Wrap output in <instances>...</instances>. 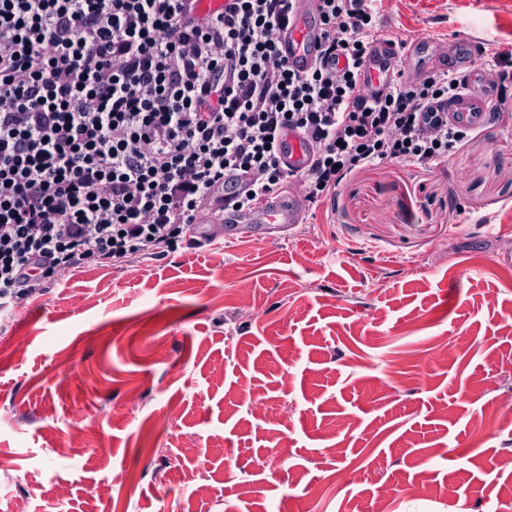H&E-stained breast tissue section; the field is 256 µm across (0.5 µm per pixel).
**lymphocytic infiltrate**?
Listing matches in <instances>:
<instances>
[{"label": "lymphocytic infiltrate", "mask_w": 512, "mask_h": 512, "mask_svg": "<svg viewBox=\"0 0 512 512\" xmlns=\"http://www.w3.org/2000/svg\"><path fill=\"white\" fill-rule=\"evenodd\" d=\"M375 2L321 0L323 59L299 75L277 48L295 0H0V301L173 250L232 178L247 208L288 185L320 201L369 165L446 163L466 134L422 108L459 77L364 98ZM288 127L313 147L301 172L277 152Z\"/></svg>", "instance_id": "1"}]
</instances>
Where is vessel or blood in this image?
Returning a JSON list of instances; mask_svg holds the SVG:
<instances>
[{"mask_svg":"<svg viewBox=\"0 0 512 512\" xmlns=\"http://www.w3.org/2000/svg\"><path fill=\"white\" fill-rule=\"evenodd\" d=\"M323 31L319 0H297L288 24L278 34V49L295 72L307 71L320 59ZM482 53L480 43L470 39H452L441 43L429 37L417 38L401 46L385 38L377 39L362 66V91L368 100L384 97L396 75L409 82L435 72H451L464 78L466 87L456 96L428 104L427 109L450 127L475 131L494 118L497 90L484 80L475 60ZM278 147L289 169L306 168L312 157L302 134L293 128L282 130ZM305 204L300 194L273 195L255 210L234 207L232 198L223 205L207 207V221L213 224L212 239H240L255 242L280 238L288 226L302 223Z\"/></svg>","mask_w":512,"mask_h":512,"instance_id":"obj_1","label":"vessel or blood"}]
</instances>
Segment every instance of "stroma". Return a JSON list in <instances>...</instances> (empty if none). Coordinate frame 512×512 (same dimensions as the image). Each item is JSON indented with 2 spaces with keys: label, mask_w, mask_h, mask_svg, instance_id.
Returning a JSON list of instances; mask_svg holds the SVG:
<instances>
[{
  "label": "stroma",
  "mask_w": 512,
  "mask_h": 512,
  "mask_svg": "<svg viewBox=\"0 0 512 512\" xmlns=\"http://www.w3.org/2000/svg\"><path fill=\"white\" fill-rule=\"evenodd\" d=\"M380 8L404 38L512 54V0ZM510 250L512 105L447 165L351 174L291 238L67 274L0 311V512H81L103 488L109 512H372L381 491L386 512H512V425L491 417ZM423 476L439 494L409 492Z\"/></svg>",
  "instance_id": "1"
}]
</instances>
